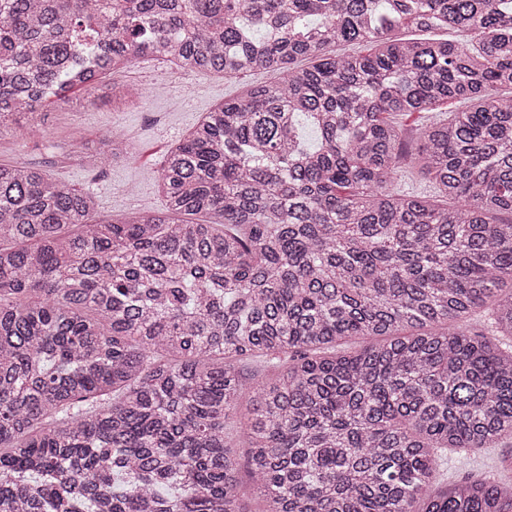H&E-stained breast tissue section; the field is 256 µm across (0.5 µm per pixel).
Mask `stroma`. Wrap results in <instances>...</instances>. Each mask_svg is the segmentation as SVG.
Wrapping results in <instances>:
<instances>
[{
    "instance_id": "stroma-1",
    "label": "stroma",
    "mask_w": 512,
    "mask_h": 512,
    "mask_svg": "<svg viewBox=\"0 0 512 512\" xmlns=\"http://www.w3.org/2000/svg\"><path fill=\"white\" fill-rule=\"evenodd\" d=\"M275 79L267 72H253L240 80L209 71L178 72L162 59L141 57L104 77L108 83L136 86L140 96L135 103L92 106L84 102L81 90L72 89L66 102L45 103L37 117L39 131L23 139L0 136V163L38 165L52 180L92 194L99 221L161 211L166 201L158 177L170 151L217 105ZM107 135L128 144L129 158L94 168L73 157L75 145ZM499 455L496 448L476 461L449 454L448 479L490 476L510 481L512 472L497 467Z\"/></svg>"
}]
</instances>
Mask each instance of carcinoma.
Returning <instances> with one entry per match:
<instances>
[{"instance_id":"1","label":"carcinoma","mask_w":512,"mask_h":512,"mask_svg":"<svg viewBox=\"0 0 512 512\" xmlns=\"http://www.w3.org/2000/svg\"><path fill=\"white\" fill-rule=\"evenodd\" d=\"M144 56L279 80L170 152L161 212L0 164V512H246L236 437L261 512H512L448 482L450 452L512 471V0H0V135L139 97L99 76ZM448 100L414 153L441 206L389 187L388 116Z\"/></svg>"}]
</instances>
